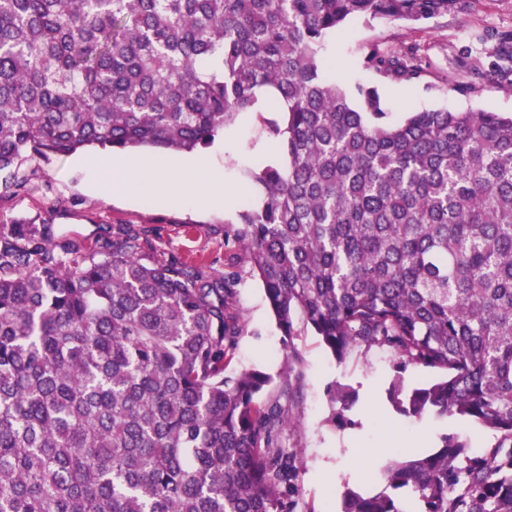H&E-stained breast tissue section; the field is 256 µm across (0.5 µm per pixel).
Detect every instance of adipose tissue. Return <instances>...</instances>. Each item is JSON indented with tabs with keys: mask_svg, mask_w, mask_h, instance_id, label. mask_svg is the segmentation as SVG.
Here are the masks:
<instances>
[{
	"mask_svg": "<svg viewBox=\"0 0 512 512\" xmlns=\"http://www.w3.org/2000/svg\"><path fill=\"white\" fill-rule=\"evenodd\" d=\"M112 169V179L94 185L100 196L119 194L137 199L148 193L154 200L170 205L189 199L203 208H220L233 195L220 172L204 169L190 159L172 167L164 162L150 164L143 157L125 156L113 161Z\"/></svg>",
	"mask_w": 512,
	"mask_h": 512,
	"instance_id": "adipose-tissue-1",
	"label": "adipose tissue"
}]
</instances>
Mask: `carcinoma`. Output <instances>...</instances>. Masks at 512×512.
I'll return each mask as SVG.
<instances>
[{
  "mask_svg": "<svg viewBox=\"0 0 512 512\" xmlns=\"http://www.w3.org/2000/svg\"><path fill=\"white\" fill-rule=\"evenodd\" d=\"M456 0H0V186L25 154L210 147L241 112L283 156L249 171L231 229L283 336L337 360L357 344L444 376L397 410L501 434L399 448L340 512H512V116L415 112L326 69L352 17L428 20ZM397 79L412 56L370 43ZM119 226L91 248L0 224V512H295V352L274 381L232 370L231 280L137 258Z\"/></svg>",
  "mask_w": 512,
  "mask_h": 512,
  "instance_id": "cac0c4a2",
  "label": "carcinoma"
}]
</instances>
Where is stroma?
Wrapping results in <instances>:
<instances>
[{"label": "stroma", "instance_id": "1", "mask_svg": "<svg viewBox=\"0 0 512 512\" xmlns=\"http://www.w3.org/2000/svg\"><path fill=\"white\" fill-rule=\"evenodd\" d=\"M511 34L512 0H463L461 8L421 22L368 23L356 18L337 35L328 68L340 84L376 87L393 123L403 121L408 113L438 108L510 115L512 71L497 72L496 48L502 37ZM373 41L398 55L414 52L420 64L418 76L398 80L367 67L363 48ZM100 155V149L87 148L47 161L28 157L20 168L28 180L27 190L17 195L0 192V222L49 224L55 233L90 244L118 225L131 224L148 232L143 261L175 257L211 276H234L243 332L233 367L278 374L285 349L263 286L247 255L224 241L226 223L236 221L247 200L255 196L248 171L270 157L254 116L239 114L223 137L201 155L208 167L222 171L227 186L238 190L221 209L199 210L189 204L172 208L153 204L147 197L133 203L120 196H99L90 183ZM293 344L303 360L300 390L290 411L295 425L288 432L289 447L302 451L295 512H337L346 490L373 486L394 448L407 445L430 451L448 434L465 442L471 454L484 456L499 441L498 434L473 421L457 416L417 420L393 407L388 389L395 377L413 388L434 379L433 370L410 367L398 372L395 355L378 346H355L345 360H337L302 326ZM333 385L355 395L341 422L335 421L338 406L327 395Z\"/></svg>", "mask_w": 512, "mask_h": 512}]
</instances>
